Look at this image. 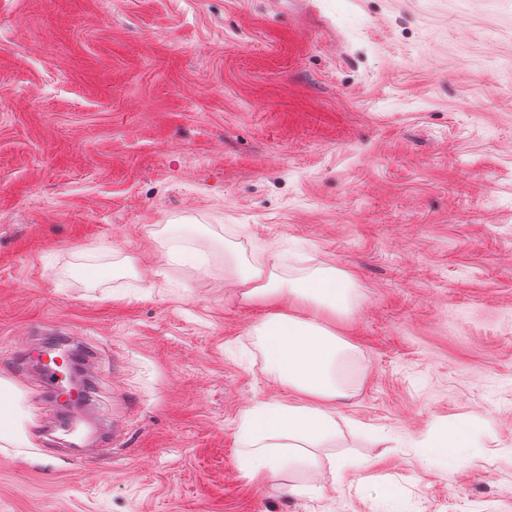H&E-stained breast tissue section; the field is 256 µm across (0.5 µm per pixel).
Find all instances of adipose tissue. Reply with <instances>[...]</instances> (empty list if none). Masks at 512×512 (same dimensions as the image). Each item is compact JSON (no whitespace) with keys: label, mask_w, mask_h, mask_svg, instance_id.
<instances>
[{"label":"adipose tissue","mask_w":512,"mask_h":512,"mask_svg":"<svg viewBox=\"0 0 512 512\" xmlns=\"http://www.w3.org/2000/svg\"><path fill=\"white\" fill-rule=\"evenodd\" d=\"M234 265L233 286L269 309L253 328L266 373L302 396L296 403L260 401L242 416L238 465L266 481L296 463L315 464V449L336 433L331 408L345 393L340 371L352 346L328 320L352 310L356 284L333 267L286 280L270 271L264 256L238 258ZM300 302L309 304L308 315L297 312Z\"/></svg>","instance_id":"adipose-tissue-1"}]
</instances>
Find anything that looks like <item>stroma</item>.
I'll return each instance as SVG.
<instances>
[{
    "label": "stroma",
    "mask_w": 512,
    "mask_h": 512,
    "mask_svg": "<svg viewBox=\"0 0 512 512\" xmlns=\"http://www.w3.org/2000/svg\"><path fill=\"white\" fill-rule=\"evenodd\" d=\"M231 251L357 282L341 484L238 466L298 395ZM61 328L120 433L91 461L8 365ZM0 380V512H512V0H0ZM460 423L447 469L422 443ZM0 396V431L7 430L17 440H26L25 434L23 433L22 429L17 425V419H19L20 416L17 415V408L12 414H10V412L13 411L15 407V397L13 391L10 388L3 387L1 385Z\"/></svg>",
    "instance_id": "35a3bbf8"
}]
</instances>
